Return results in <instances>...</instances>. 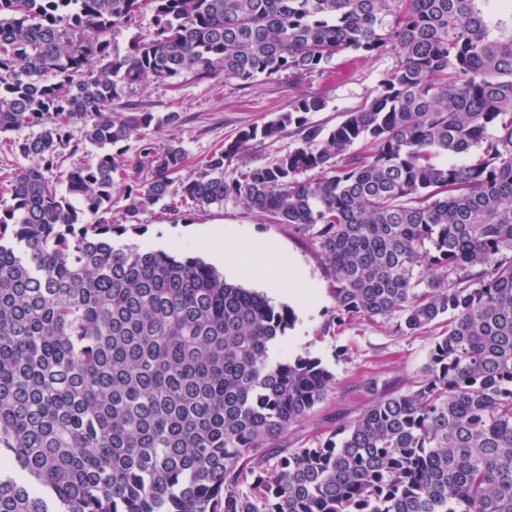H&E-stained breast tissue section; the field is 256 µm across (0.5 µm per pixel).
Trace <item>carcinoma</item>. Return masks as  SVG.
<instances>
[{"label": "carcinoma", "mask_w": 512, "mask_h": 512, "mask_svg": "<svg viewBox=\"0 0 512 512\" xmlns=\"http://www.w3.org/2000/svg\"><path fill=\"white\" fill-rule=\"evenodd\" d=\"M146 3L150 36L112 49ZM347 50L399 58L371 101L327 129L304 95L177 188L184 148L145 130L180 114L115 109L149 79L300 80ZM33 127L7 146L35 163L0 174V512H512V0H0V135ZM76 127L92 150L62 192ZM134 133V159L112 151ZM116 184L130 222L234 195L312 232L338 324L447 318L422 379L282 447L333 374L273 356L290 308L115 244ZM299 135L294 125L287 127L278 137L255 144L252 150L246 152V157L235 158L224 166V178L233 180L238 178L245 164L250 162L272 164L280 157L292 150L298 142Z\"/></svg>", "instance_id": "1"}]
</instances>
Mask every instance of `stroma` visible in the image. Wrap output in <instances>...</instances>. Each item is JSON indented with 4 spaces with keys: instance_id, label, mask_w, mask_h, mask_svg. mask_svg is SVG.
Masks as SVG:
<instances>
[{
    "instance_id": "35a3bbf8",
    "label": "stroma",
    "mask_w": 512,
    "mask_h": 512,
    "mask_svg": "<svg viewBox=\"0 0 512 512\" xmlns=\"http://www.w3.org/2000/svg\"><path fill=\"white\" fill-rule=\"evenodd\" d=\"M396 54L386 52L364 58L345 51L324 70L296 82L282 73L259 77L243 85L223 77L200 79L183 73L162 81L126 88L119 111L138 108L165 114L177 112L179 123L152 128L149 138L157 145L180 142L187 153L184 175L198 173L209 155L235 137L240 129L260 125L289 110L301 95L317 96L320 111L310 113L312 122L332 128L378 92L381 80L397 65ZM298 139L296 127H287L278 137L258 143L246 156L224 167L226 180L238 178L250 162L271 164L292 150ZM227 228L246 239L272 242L292 254L302 268L314 302L290 304L287 295L272 297L275 306H291L295 323L278 353L321 360L334 376L327 398L288 430L286 448H308L326 439L333 430L354 421L371 403L366 381H376L379 391L412 389L423 375L429 351L442 331L441 324L410 334L399 329L397 316L376 321L357 319L338 326L331 318L336 303L334 283L324 255L312 233L278 224L251 211L235 196L206 211L171 212L154 206L142 212L135 223L125 224L114 240L120 244L162 249L174 255L198 256V238L213 229Z\"/></svg>"
}]
</instances>
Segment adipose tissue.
<instances>
[{"instance_id": "adipose-tissue-1", "label": "adipose tissue", "mask_w": 512, "mask_h": 512, "mask_svg": "<svg viewBox=\"0 0 512 512\" xmlns=\"http://www.w3.org/2000/svg\"><path fill=\"white\" fill-rule=\"evenodd\" d=\"M198 246L221 258L225 265L245 278L261 277L267 269H275V276L268 277L270 289L291 290L295 298L302 302L311 301L313 298L305 281L295 274L293 258L266 242L239 240L225 230L199 239Z\"/></svg>"}]
</instances>
